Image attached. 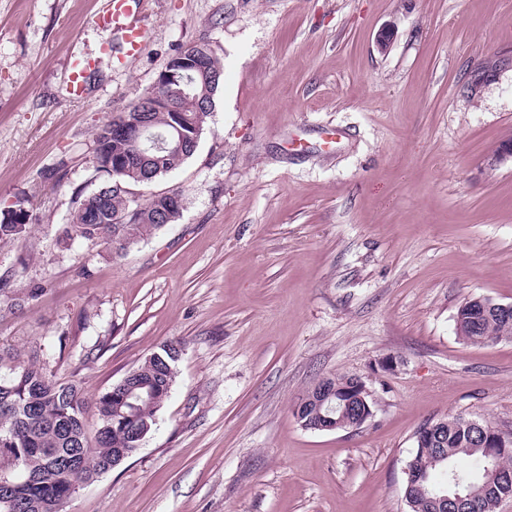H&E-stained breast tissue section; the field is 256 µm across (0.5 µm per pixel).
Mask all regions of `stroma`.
<instances>
[{
	"instance_id": "35a3bbf8",
	"label": "stroma",
	"mask_w": 512,
	"mask_h": 512,
	"mask_svg": "<svg viewBox=\"0 0 512 512\" xmlns=\"http://www.w3.org/2000/svg\"><path fill=\"white\" fill-rule=\"evenodd\" d=\"M104 0H0V352H38L86 399L164 345L181 355L138 452L66 512H407L414 435L461 414L512 432V339L457 309L512 303V0H143L127 67L70 100ZM388 35L379 48L380 35ZM189 44L224 66L192 158L129 198L180 218L114 254L59 238L90 192L94 133ZM357 375L361 428L304 430L298 398ZM8 221L13 224H2L0 222V243H5L19 237L25 233L29 221L28 217L19 208H14L12 213L7 215ZM475 297L465 298L456 315L457 334L466 342L474 345L488 341L512 339V322L490 313L480 317L477 322L471 320L470 302Z\"/></svg>"
}]
</instances>
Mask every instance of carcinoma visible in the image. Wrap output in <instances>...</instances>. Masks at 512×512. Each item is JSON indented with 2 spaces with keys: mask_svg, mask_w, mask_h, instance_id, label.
Listing matches in <instances>:
<instances>
[{
  "mask_svg": "<svg viewBox=\"0 0 512 512\" xmlns=\"http://www.w3.org/2000/svg\"><path fill=\"white\" fill-rule=\"evenodd\" d=\"M218 88L208 76L194 74L181 76L161 90L184 113L182 148L153 152V159L132 162L117 174L94 167V177L104 175L106 180L80 201L62 242L77 236L102 242L119 253L161 228L148 216H130L128 187L149 185L195 154ZM125 116L120 112L100 125L95 146L109 145V128ZM170 119L169 112L150 113L154 131L176 139ZM470 302L471 298L464 299L456 315V331L464 341L478 345L512 339V322L495 314L472 321ZM174 351L173 346L165 347L135 368L141 399H126V392L117 385L97 395L93 445L85 426L87 402L76 384L47 375L32 359L19 361L0 353V369L8 367V373L0 375V470L10 466L25 475L12 492L0 494V512H64L77 490L112 469L113 458L135 455L170 396L178 362ZM465 420L462 415L449 416L440 427L441 439L415 443L411 466L424 482L421 490L403 488L409 512H448L447 498H464L472 490L494 496L500 488L491 481L489 471L497 468L512 474V443L501 447L500 430L487 421L471 427Z\"/></svg>",
  "mask_w": 512,
  "mask_h": 512,
  "instance_id": "carcinoma-1",
  "label": "carcinoma"
}]
</instances>
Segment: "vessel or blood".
Segmentation results:
<instances>
[{"instance_id":"obj_1","label":"vessel or blood","mask_w":512,"mask_h":512,"mask_svg":"<svg viewBox=\"0 0 512 512\" xmlns=\"http://www.w3.org/2000/svg\"><path fill=\"white\" fill-rule=\"evenodd\" d=\"M141 3L142 0H105L103 7L92 16L93 26L104 33L105 38L97 54L71 55L67 77L71 98L85 97L88 78L100 60H110L120 67L141 55L147 41V31L136 18Z\"/></svg>"}]
</instances>
